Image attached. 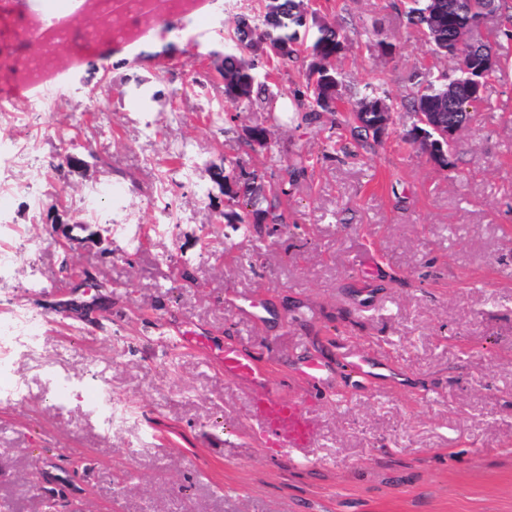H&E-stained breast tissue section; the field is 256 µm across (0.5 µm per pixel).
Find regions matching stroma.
I'll use <instances>...</instances> for the list:
<instances>
[{
	"label": "stroma",
	"instance_id": "1",
	"mask_svg": "<svg viewBox=\"0 0 512 512\" xmlns=\"http://www.w3.org/2000/svg\"><path fill=\"white\" fill-rule=\"evenodd\" d=\"M259 5L214 0L199 34L168 16L134 58L116 46L68 70L47 110L19 100L27 124L0 114V177L29 182L9 161L29 142L44 197L38 210L24 192L0 200V224L42 241L15 242L0 273V319L43 320L39 358L16 347L13 370L32 382L41 361L75 380L62 406L37 388L0 402V512H512V40L495 16L473 33L501 71L447 171L406 142L405 117L367 147L327 149L334 114L296 110L300 61L273 77L276 112L220 121L236 111L224 36ZM313 7L352 42L347 85L382 74L400 101L432 71L400 0ZM257 125L266 146L247 140ZM68 153L81 166H61ZM300 153L315 160L283 201L290 234L225 219L219 168L276 183ZM93 186L114 191L94 214ZM161 200L176 222L156 233ZM187 330L205 347L180 345ZM229 345L302 401L309 447L263 444L252 391L220 365ZM355 349L379 357V382L346 371ZM309 358L329 369L316 394L295 375ZM98 383L127 415L109 433L85 403Z\"/></svg>",
	"mask_w": 512,
	"mask_h": 512
}]
</instances>
